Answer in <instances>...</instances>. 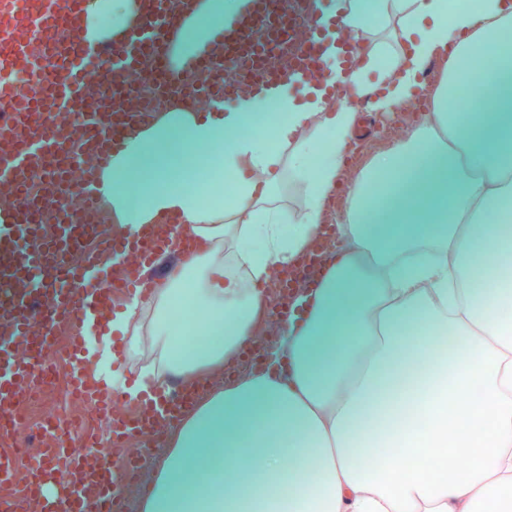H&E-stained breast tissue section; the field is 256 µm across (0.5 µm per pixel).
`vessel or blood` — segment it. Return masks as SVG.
Instances as JSON below:
<instances>
[{
    "mask_svg": "<svg viewBox=\"0 0 512 512\" xmlns=\"http://www.w3.org/2000/svg\"><path fill=\"white\" fill-rule=\"evenodd\" d=\"M176 0H146L139 28L120 47L88 43L81 34L84 0H44L26 10L20 0H0V181L30 197L32 179L56 204L53 234L42 222L41 198L29 207L0 204V327H8L12 347L0 348V417L13 420L31 389V379L56 333L72 329L89 296L104 301L108 314L114 291L146 288L145 270L153 260L148 238L106 230L94 215L97 195L92 178L79 193L68 180L76 144H95L93 162L105 165L121 148L124 132L143 120V85L157 98L181 95L186 83L174 79L170 55L157 22ZM270 0H254V15L225 33L220 55L225 69L210 71L202 90L214 101L229 100L226 68L251 86L296 75L307 83L322 80L317 54L321 22L308 17L302 39L288 34V15L269 10ZM28 74L34 90L21 92L17 74ZM132 255V262L106 269L99 288L86 282L88 270L102 267V254ZM74 396L99 411H110L109 439L141 431L136 416L113 411L95 383L76 376ZM86 438L59 431L54 447L29 454L28 491L39 512H121L123 498L112 480V461L101 454L92 478H85ZM54 484L48 498L44 487Z\"/></svg>",
    "mask_w": 512,
    "mask_h": 512,
    "instance_id": "b4317fda",
    "label": "vessel or blood"
}]
</instances>
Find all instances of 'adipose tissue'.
Wrapping results in <instances>:
<instances>
[{"mask_svg": "<svg viewBox=\"0 0 512 512\" xmlns=\"http://www.w3.org/2000/svg\"><path fill=\"white\" fill-rule=\"evenodd\" d=\"M311 6L357 43L349 66L335 32L320 44L344 104L285 80L229 105L170 99L95 174L105 223L175 222L198 243L184 264L158 251L150 301L130 292L107 318L93 301L80 322L109 394L160 415L169 382L196 395L138 512H512V0ZM251 8L189 0L161 27L172 71H197ZM141 20L142 0H86L89 41L122 42ZM443 56L423 119L353 179L324 278L292 300L264 367L225 380L266 315L256 284L319 235L361 113L406 106ZM188 304L204 346L175 321ZM148 344L135 381L109 374Z\"/></svg>", "mask_w": 512, "mask_h": 512, "instance_id": "ef3b65f1", "label": "adipose tissue"}]
</instances>
